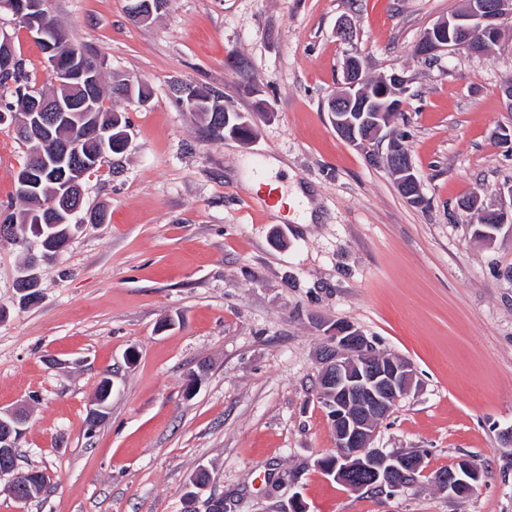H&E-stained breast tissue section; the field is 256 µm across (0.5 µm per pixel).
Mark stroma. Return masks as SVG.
I'll return each instance as SVG.
<instances>
[{"mask_svg":"<svg viewBox=\"0 0 512 512\" xmlns=\"http://www.w3.org/2000/svg\"><path fill=\"white\" fill-rule=\"evenodd\" d=\"M465 0H168L148 24L128 0H48L106 76L151 95L105 99L127 120L125 153L84 182L65 248L35 269L40 297L17 280L37 244L0 240V409L25 405L22 468L49 489L0 512H185L191 478L224 512H512V237L488 243L474 197L512 213V18L494 58L415 47ZM349 35H341V26ZM36 78L38 43L6 12L0 32ZM398 73L404 133L424 201L409 204L386 163L341 138L327 104L344 67ZM193 81L253 117L246 139L208 136L170 87ZM27 147L0 125V205L12 202ZM267 179L296 208L267 211ZM313 218L304 223L302 212ZM347 323L407 359L410 392L384 419L379 450L419 453L422 472L389 494L352 491L319 459L336 446L317 395L318 351ZM204 377L187 393L188 377ZM112 378L105 420L87 415ZM468 457L476 490L451 498L434 471Z\"/></svg>","mask_w":512,"mask_h":512,"instance_id":"1","label":"stroma"}]
</instances>
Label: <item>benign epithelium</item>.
Listing matches in <instances>:
<instances>
[{
    "label": "benign epithelium",
    "mask_w": 512,
    "mask_h": 512,
    "mask_svg": "<svg viewBox=\"0 0 512 512\" xmlns=\"http://www.w3.org/2000/svg\"><path fill=\"white\" fill-rule=\"evenodd\" d=\"M0 8L22 20L25 28L36 39L50 44V32L44 24L45 0H0ZM512 14V0H469V8L460 14L435 23L417 44L421 57H434L440 52L465 51L482 57L496 54L500 40L499 21ZM344 94L329 105L331 122L336 132L346 141L363 144L378 137L385 124L377 119L366 120L365 112H400L407 81L391 74L377 81L376 92L365 87L362 65L352 59L345 72ZM92 99L62 101L41 97L32 100L26 134L39 138V132L53 125L58 112H92ZM44 156H35L28 169L26 184L40 186L47 171L42 164ZM87 170L76 173L68 184L65 218L51 223L73 224L82 221V181ZM485 222L493 223L492 230L484 232L492 240L495 232L506 224L504 213L492 209L482 211ZM329 356L319 380V399L328 410L336 435V454L325 465L326 472L350 490L365 487L390 493L414 484L420 473L422 459L411 453L386 454L370 444L378 424L389 415L395 404L407 394L414 379L412 364L399 356L381 354L374 344L352 326H336V334L328 337ZM26 414L21 410L0 412V453L12 452L16 440L23 433ZM13 474L6 492L18 501L25 500L29 482L25 474L11 467L0 469V476ZM480 472L473 460L461 458L455 469L440 476L435 484L450 497H463L474 490Z\"/></svg>",
    "instance_id": "obj_1"
}]
</instances>
